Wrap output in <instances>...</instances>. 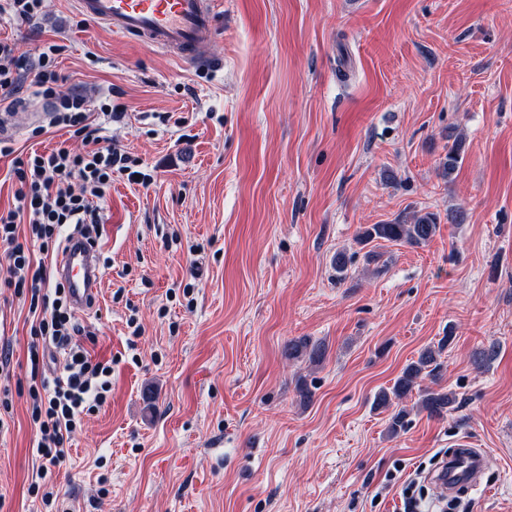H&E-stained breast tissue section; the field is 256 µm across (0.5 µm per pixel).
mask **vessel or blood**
<instances>
[{"mask_svg":"<svg viewBox=\"0 0 512 512\" xmlns=\"http://www.w3.org/2000/svg\"><path fill=\"white\" fill-rule=\"evenodd\" d=\"M212 0H75L86 19L108 25L114 34L143 41L182 55L190 62L213 65L208 45L215 34ZM54 274L67 290L74 310L95 309L100 299L102 274L98 248L89 238L71 236L56 260ZM453 463L440 491H456L474 484L483 466L480 449L462 445L451 454Z\"/></svg>","mask_w":512,"mask_h":512,"instance_id":"vessel-or-blood-1","label":"vessel or blood"}]
</instances>
